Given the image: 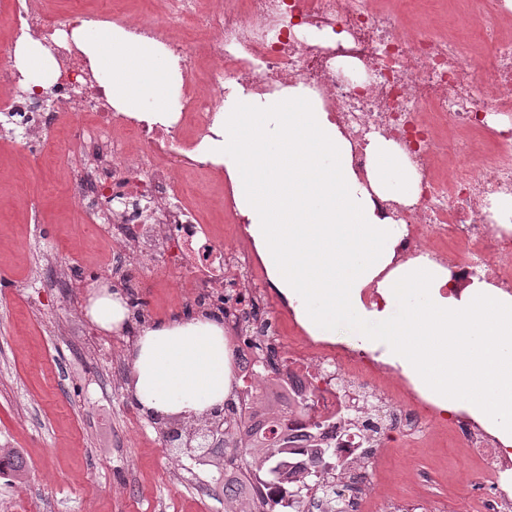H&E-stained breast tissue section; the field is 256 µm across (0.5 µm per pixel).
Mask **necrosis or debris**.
Segmentation results:
<instances>
[{
	"label": "necrosis or debris",
	"mask_w": 512,
	"mask_h": 512,
	"mask_svg": "<svg viewBox=\"0 0 512 512\" xmlns=\"http://www.w3.org/2000/svg\"><path fill=\"white\" fill-rule=\"evenodd\" d=\"M151 16L117 9L105 22L156 41L178 60L173 107L148 121L110 107L104 85L73 41H59L84 17H52L36 0H15L18 35L53 45L59 73L54 109L14 97L0 70V115L27 137L42 130L82 140L90 158L78 209L114 227L112 260L146 259L179 271L182 304L224 298V342L237 381V412L254 413L268 392L288 411L302 453L312 420L323 444L355 460L363 449L411 438L425 448L438 435L459 438L458 454L490 476L474 495L479 512H512V452L462 411H445L402 372L340 340L271 336L265 273L242 225L223 241L205 224L180 177H222L205 157L230 84L259 95L298 83L317 94L351 145V165L366 176L368 137L403 150L422 176L416 203L374 197L376 210L406 227L397 261L426 256L451 281L478 278L512 293V230L493 219L491 197L512 196V0H447V32L432 23L409 29L400 0H160ZM328 40L315 39V32ZM353 63L346 76L342 61ZM457 248H449V241Z\"/></svg>",
	"instance_id": "obj_1"
}]
</instances>
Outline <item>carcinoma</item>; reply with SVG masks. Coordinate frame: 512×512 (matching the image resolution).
Segmentation results:
<instances>
[{"mask_svg":"<svg viewBox=\"0 0 512 512\" xmlns=\"http://www.w3.org/2000/svg\"><path fill=\"white\" fill-rule=\"evenodd\" d=\"M232 400L224 402V409L212 414L224 419V436L217 447L224 448V512H301V497L313 489L325 496L328 507H339L348 485L325 479L334 472L341 474L349 462L336 457L330 448L311 445L307 449L308 463L300 475L293 476L288 469V450L291 448L286 428L288 416L275 395L263 404V416L272 429L257 425L251 415L230 416L227 410ZM249 458L246 470L238 469L235 459ZM14 479L25 475L23 456L12 448L0 450V474ZM265 482L285 490L279 501L258 498L253 493L254 483Z\"/></svg>","mask_w":512,"mask_h":512,"instance_id":"obj_1","label":"carcinoma"}]
</instances>
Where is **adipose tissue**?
<instances>
[{
    "instance_id": "adipose-tissue-1",
    "label": "adipose tissue",
    "mask_w": 512,
    "mask_h": 512,
    "mask_svg": "<svg viewBox=\"0 0 512 512\" xmlns=\"http://www.w3.org/2000/svg\"><path fill=\"white\" fill-rule=\"evenodd\" d=\"M72 38L112 102L148 117L168 111L173 61L154 41L88 22ZM14 58L23 91L55 80L57 61L41 41L21 38ZM211 149L227 168L270 284L311 336L345 330L441 408L466 411L512 446V295L477 279L446 295L448 274L428 257L395 264L405 227L380 217L371 197L414 203L421 180L395 142L371 135L368 179L360 181L349 142L309 87L263 98L238 86L224 100ZM389 267L393 278H382ZM373 285L383 304L365 302ZM84 312L107 333L123 331L131 317L124 295L107 285L89 289ZM231 386L222 322L140 328L129 390L142 412L193 420L223 406Z\"/></svg>"
}]
</instances>
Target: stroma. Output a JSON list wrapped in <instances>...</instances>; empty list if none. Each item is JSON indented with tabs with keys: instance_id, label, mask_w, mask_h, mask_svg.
Segmentation results:
<instances>
[{
	"instance_id": "obj_1",
	"label": "stroma",
	"mask_w": 512,
	"mask_h": 512,
	"mask_svg": "<svg viewBox=\"0 0 512 512\" xmlns=\"http://www.w3.org/2000/svg\"><path fill=\"white\" fill-rule=\"evenodd\" d=\"M151 11L154 0H42L53 15H103L114 4ZM22 130L0 126V446L27 462L23 481L0 475V512H224L215 467L170 452L128 389L138 326L169 319L172 271L150 265L114 274L140 303L132 330L88 324L86 291L59 287L56 272L108 263V237L71 206L82 146L46 137L42 156ZM458 440L429 448L394 443L378 474L375 512L417 498L418 512H475L478 474ZM428 475L414 486L405 462Z\"/></svg>"
}]
</instances>
